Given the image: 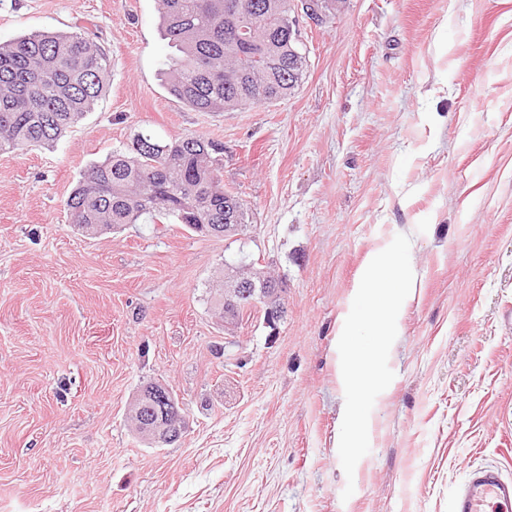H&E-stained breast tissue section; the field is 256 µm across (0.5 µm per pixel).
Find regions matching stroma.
<instances>
[{
    "mask_svg": "<svg viewBox=\"0 0 512 512\" xmlns=\"http://www.w3.org/2000/svg\"><path fill=\"white\" fill-rule=\"evenodd\" d=\"M77 24L109 52L105 94L54 146L0 154V512H452L472 469L512 478V0L300 17V87L238 112L165 92L156 0H0V42ZM140 132L222 142L248 233L73 230L84 171ZM379 254L406 300L355 392ZM241 260L282 279L284 312L228 330L210 289ZM158 380L187 420L162 448L127 423ZM397 279H399V272L395 258L379 255L369 262L358 288H364L375 295L388 291L390 284Z\"/></svg>",
    "mask_w": 512,
    "mask_h": 512,
    "instance_id": "stroma-1",
    "label": "stroma"
}]
</instances>
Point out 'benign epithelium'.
Wrapping results in <instances>:
<instances>
[{
	"mask_svg": "<svg viewBox=\"0 0 512 512\" xmlns=\"http://www.w3.org/2000/svg\"><path fill=\"white\" fill-rule=\"evenodd\" d=\"M300 7L305 16L315 23L325 20L327 12L323 0H300ZM245 274L233 264L225 265L224 270V326L232 327L238 316V303L242 289L248 288L252 294L251 302H261L267 306L270 315L276 316L279 307L272 305L283 292L280 284L266 282L264 271L255 265L249 266ZM157 409L153 422L142 428L147 441L156 447L170 445L182 439L186 431V419L178 397L163 382H151L138 394Z\"/></svg>",
	"mask_w": 512,
	"mask_h": 512,
	"instance_id": "7a95c632",
	"label": "benign epithelium"
}]
</instances>
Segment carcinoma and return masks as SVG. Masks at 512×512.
I'll return each instance as SVG.
<instances>
[{
  "label": "carcinoma",
  "mask_w": 512,
  "mask_h": 512,
  "mask_svg": "<svg viewBox=\"0 0 512 512\" xmlns=\"http://www.w3.org/2000/svg\"><path fill=\"white\" fill-rule=\"evenodd\" d=\"M291 0H158L177 48L168 93L197 112H236L291 96L307 66L288 30ZM43 31L0 43V153L54 143L92 111L110 74L107 50L86 36ZM224 144L201 136L159 141L138 133L128 150L92 164L66 201L69 225L98 236L143 217L195 224L249 223L224 189Z\"/></svg>",
  "instance_id": "carcinoma-1"
}]
</instances>
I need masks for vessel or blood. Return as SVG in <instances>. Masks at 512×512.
<instances>
[{
	"label": "vessel or blood",
	"instance_id": "vessel-or-blood-1",
	"mask_svg": "<svg viewBox=\"0 0 512 512\" xmlns=\"http://www.w3.org/2000/svg\"><path fill=\"white\" fill-rule=\"evenodd\" d=\"M453 512H512V480L495 468L474 470L456 493Z\"/></svg>",
	"mask_w": 512,
	"mask_h": 512
}]
</instances>
